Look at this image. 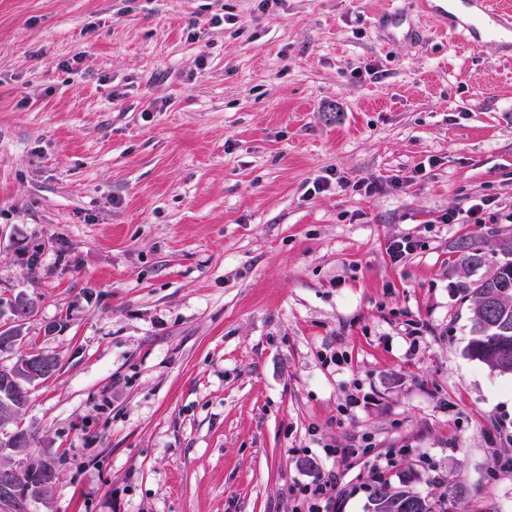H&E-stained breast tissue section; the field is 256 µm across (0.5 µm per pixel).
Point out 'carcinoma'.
<instances>
[{
  "mask_svg": "<svg viewBox=\"0 0 512 512\" xmlns=\"http://www.w3.org/2000/svg\"><path fill=\"white\" fill-rule=\"evenodd\" d=\"M460 266L458 287L473 301L472 333L468 355L500 373H512V235L494 232L483 246L462 239L457 244ZM494 259L491 272L473 278V272ZM463 494L457 484L431 500L403 484H376L367 512H447L444 505Z\"/></svg>",
  "mask_w": 512,
  "mask_h": 512,
  "instance_id": "cac0c4a2",
  "label": "carcinoma"
}]
</instances>
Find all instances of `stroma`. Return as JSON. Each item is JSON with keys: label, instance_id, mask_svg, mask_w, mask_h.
<instances>
[{"label": "stroma", "instance_id": "35a3bbf8", "mask_svg": "<svg viewBox=\"0 0 512 512\" xmlns=\"http://www.w3.org/2000/svg\"><path fill=\"white\" fill-rule=\"evenodd\" d=\"M412 7L0 0V297L59 359L36 512H292L363 438L395 484H461L450 512H512V374L468 355L454 266L512 234L468 215L512 212V48Z\"/></svg>", "mask_w": 512, "mask_h": 512}]
</instances>
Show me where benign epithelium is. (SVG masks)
<instances>
[{"label":"benign epithelium","instance_id":"1","mask_svg":"<svg viewBox=\"0 0 512 512\" xmlns=\"http://www.w3.org/2000/svg\"><path fill=\"white\" fill-rule=\"evenodd\" d=\"M10 308L14 314L0 322V354L14 351L25 341L23 322L35 311V305L25 295L12 298ZM17 373L30 384L40 382L51 375L50 361L37 355L18 359L12 372L5 374L6 380ZM0 430L9 435L0 444V453L10 457L9 466L0 468V507L7 512H30L33 501L49 503L55 471L44 456L30 448L21 419L16 415L0 418Z\"/></svg>","mask_w":512,"mask_h":512}]
</instances>
